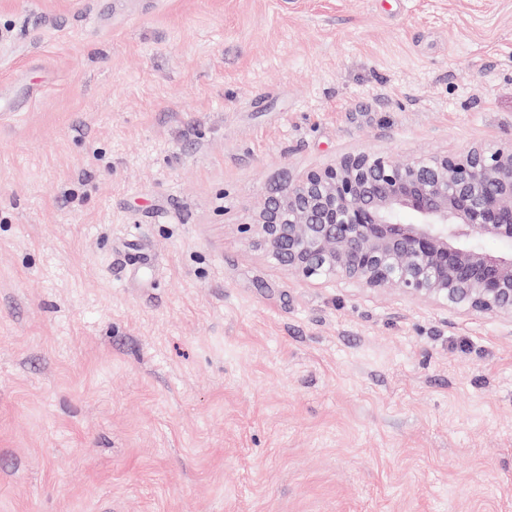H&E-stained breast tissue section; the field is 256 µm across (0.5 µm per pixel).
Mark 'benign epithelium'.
I'll use <instances>...</instances> for the list:
<instances>
[{
    "instance_id": "obj_1",
    "label": "benign epithelium",
    "mask_w": 512,
    "mask_h": 512,
    "mask_svg": "<svg viewBox=\"0 0 512 512\" xmlns=\"http://www.w3.org/2000/svg\"><path fill=\"white\" fill-rule=\"evenodd\" d=\"M237 229L308 282L512 315L511 142L407 160L348 155L261 198ZM487 238L510 248L489 252Z\"/></svg>"
}]
</instances>
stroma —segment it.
I'll return each mask as SVG.
<instances>
[{"label":"stroma","mask_w":512,"mask_h":512,"mask_svg":"<svg viewBox=\"0 0 512 512\" xmlns=\"http://www.w3.org/2000/svg\"><path fill=\"white\" fill-rule=\"evenodd\" d=\"M0 512H512V317L237 232L344 156L512 142V0H0Z\"/></svg>","instance_id":"1"}]
</instances>
